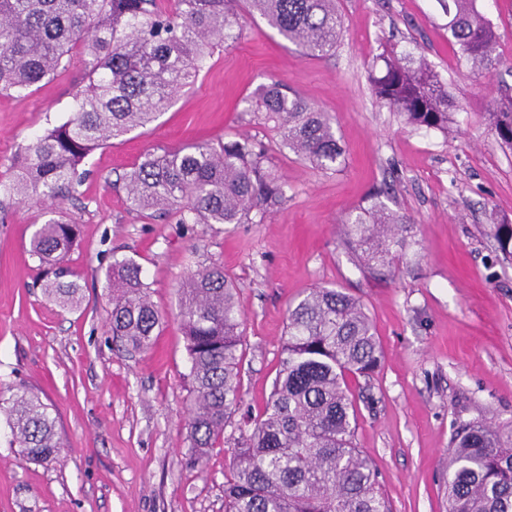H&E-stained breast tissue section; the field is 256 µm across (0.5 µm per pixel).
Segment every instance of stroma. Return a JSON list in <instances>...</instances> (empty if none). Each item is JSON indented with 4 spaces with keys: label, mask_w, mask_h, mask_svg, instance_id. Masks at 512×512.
I'll list each match as a JSON object with an SVG mask.
<instances>
[{
    "label": "stroma",
    "mask_w": 512,
    "mask_h": 512,
    "mask_svg": "<svg viewBox=\"0 0 512 512\" xmlns=\"http://www.w3.org/2000/svg\"><path fill=\"white\" fill-rule=\"evenodd\" d=\"M500 33L505 69L493 76L460 64L439 0H339L346 32L334 53L302 55L239 6L240 35L215 49L194 85L145 127L83 162L89 174L62 206L80 228L68 256L82 286L78 306L44 291L29 241L38 207L0 204V387L39 395L57 421V462L22 460L0 429V512H224L228 448L185 463L190 364L178 289L219 262L239 287L246 342L241 413L259 415L279 369L290 303L309 288L358 297L384 358L357 394L356 443L376 468L392 512H446L448 445L459 425L512 422V261L489 225L512 223V149L486 115L512 87V0H483ZM425 56L456 99L448 132L413 128L372 98L369 72L383 46ZM280 81L330 113L346 149L323 173L284 149L273 124L244 109L262 83ZM87 82L85 58L19 95L0 91V176L37 136L70 115ZM247 136L265 148L287 185L260 224H196L151 217L126 204L124 173L146 154ZM410 215L417 243L396 274L361 273L341 226L376 192ZM142 267L167 318L152 349L127 350L112 334L106 274L112 262Z\"/></svg>",
    "instance_id": "obj_1"
}]
</instances>
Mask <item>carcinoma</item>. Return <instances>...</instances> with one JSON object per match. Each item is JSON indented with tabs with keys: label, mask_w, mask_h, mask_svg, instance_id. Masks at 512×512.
Wrapping results in <instances>:
<instances>
[{
	"label": "carcinoma",
	"mask_w": 512,
	"mask_h": 512,
	"mask_svg": "<svg viewBox=\"0 0 512 512\" xmlns=\"http://www.w3.org/2000/svg\"><path fill=\"white\" fill-rule=\"evenodd\" d=\"M241 0H0V91L28 94L66 68L80 49L88 85L75 91L71 116L39 136L17 158L0 194L33 201L51 215L30 240L47 277L45 291L62 306L79 302L80 285L64 266L78 225L55 217L73 196L82 161L96 148L154 121L194 83L213 48L236 39ZM448 43L459 60L498 70V32L481 0H440ZM288 43L309 58L336 50L344 22L336 0H246ZM372 94L412 127L448 132L454 102L448 84L423 57L393 47L380 55ZM246 112L274 122L281 145L320 171L342 164L345 148L333 118L278 82L244 99ZM488 127L512 148V95L487 113ZM131 210L172 214L176 223L261 224L286 199V184L265 148L239 136L215 148L195 144L145 155L125 177ZM375 203L360 208L341 232L361 271L392 272L417 244L414 221ZM500 251L512 256V224L490 225ZM112 335L131 351L152 347L162 313L149 299L142 268L116 260ZM178 317L190 362L189 452L200 463L224 440L242 397L243 320L238 286L213 262L179 288ZM382 351L366 306L337 288H310L288 307L279 370L262 413L237 427L224 474V512H390L379 476L355 443L350 378L371 377ZM11 444L27 461L56 460V421L38 395L0 393ZM447 512H512V429L492 422L461 425L448 448Z\"/></svg>",
	"instance_id": "cac0c4a2"
}]
</instances>
